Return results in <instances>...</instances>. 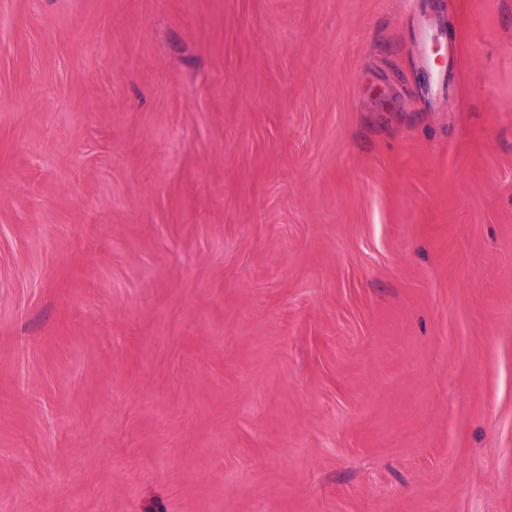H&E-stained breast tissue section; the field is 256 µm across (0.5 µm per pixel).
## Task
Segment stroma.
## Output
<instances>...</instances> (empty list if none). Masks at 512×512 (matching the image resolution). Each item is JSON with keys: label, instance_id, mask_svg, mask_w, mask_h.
<instances>
[{"label": "stroma", "instance_id": "stroma-1", "mask_svg": "<svg viewBox=\"0 0 512 512\" xmlns=\"http://www.w3.org/2000/svg\"><path fill=\"white\" fill-rule=\"evenodd\" d=\"M0 512H512V0H0Z\"/></svg>", "mask_w": 512, "mask_h": 512}]
</instances>
